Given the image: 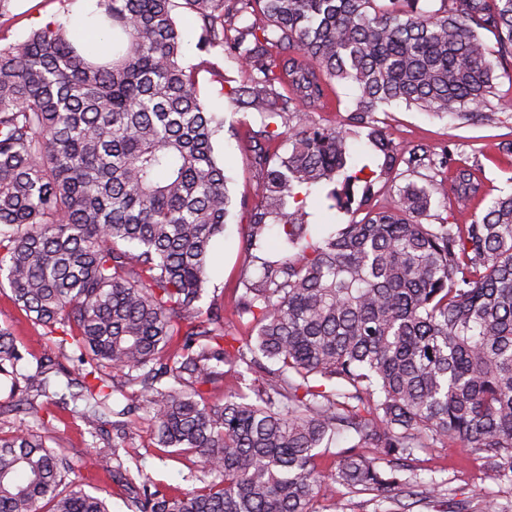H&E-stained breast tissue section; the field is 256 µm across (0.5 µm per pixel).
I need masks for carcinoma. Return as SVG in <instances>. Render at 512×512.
Segmentation results:
<instances>
[{
    "instance_id": "cac0c4a2",
    "label": "carcinoma",
    "mask_w": 512,
    "mask_h": 512,
    "mask_svg": "<svg viewBox=\"0 0 512 512\" xmlns=\"http://www.w3.org/2000/svg\"><path fill=\"white\" fill-rule=\"evenodd\" d=\"M100 2L108 59L60 25L0 48V286L78 359L72 399L88 425L119 392L128 432L143 409L152 445L199 465L201 486L136 492L129 508L320 512L339 484L410 512L402 499L440 495L410 474L429 441L482 453L512 486V194L469 224H424L433 194L448 199L445 183L463 207L480 194L472 168L442 160L440 181L408 182L378 208L376 172L352 163L346 130H367L391 175L401 158L380 107L492 120L497 69L512 61V0H440L434 11L421 0ZM179 7L201 22L200 51L237 61L241 83L224 96L260 123L242 145L264 175L243 241L260 273L233 302L246 336L205 300L232 198L213 145L224 117L201 98L208 61L184 62ZM341 81L357 89L352 108L322 126L316 111ZM276 141L288 149L268 152ZM327 185V199L363 218L317 239L306 198ZM274 230L277 250L257 256ZM23 359L0 326V380L49 395L50 365L25 374ZM228 375L237 388L209 401ZM341 431L357 442L327 482L316 459ZM48 433L42 420L0 435V512H111L66 482L71 467ZM359 448L378 449L388 468ZM92 462L122 468L120 446ZM468 510L512 512V500Z\"/></svg>"
}]
</instances>
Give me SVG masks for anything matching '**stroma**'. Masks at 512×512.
Masks as SVG:
<instances>
[{"label": "stroma", "instance_id": "stroma-1", "mask_svg": "<svg viewBox=\"0 0 512 512\" xmlns=\"http://www.w3.org/2000/svg\"><path fill=\"white\" fill-rule=\"evenodd\" d=\"M70 0H36L33 8L22 9L20 0H6L0 7V46L24 40L33 30V15L48 14L53 17L66 15ZM200 90L213 111L223 113L224 128L214 139L216 152L224 160V174L229 192L235 202L224 229L210 251V280L207 284L209 298L219 302L230 301L244 276L258 275L259 269L246 265L242 251V236L248 222L241 202L255 203L260 192L261 175L241 151L259 121L251 110L241 109L221 95L220 86L207 72L198 75ZM495 104L498 111L494 122H463L449 117H438L402 104L385 107L377 118L391 138L398 153L409 157L420 152L438 158L444 151H452L457 162L473 165L484 182L487 198L512 192V155L504 153L500 145L512 141V69L502 73ZM353 161L377 171L373 185L374 201L390 203L398 186L414 181L424 183L432 172L426 168L408 169L400 165L398 178L380 174L382 160L366 145L364 134L350 138ZM0 325L7 327L25 355L24 371H35L39 360L56 357L59 349L45 336L41 326L26 316L11 298L9 289L0 288ZM41 418L52 424L50 447L71 460L75 467L73 478L86 492L107 499L112 512H129L128 488L123 478L112 477L97 470L89 460L88 449L109 452L118 440L112 426L103 432L93 433L91 427L71 407L45 401L39 411ZM130 453L139 455L144 474L150 479L151 490L161 492L187 491L196 487L187 462L178 456L161 457L151 444V423L147 415H140L133 435L123 440ZM414 472L418 479L434 481L441 490V500L432 504L414 506L413 512H445L448 504L456 502L458 495L494 499L506 502L512 499V489L500 485L487 470L480 454L462 447H445L433 444L414 454Z\"/></svg>", "mask_w": 512, "mask_h": 512}]
</instances>
